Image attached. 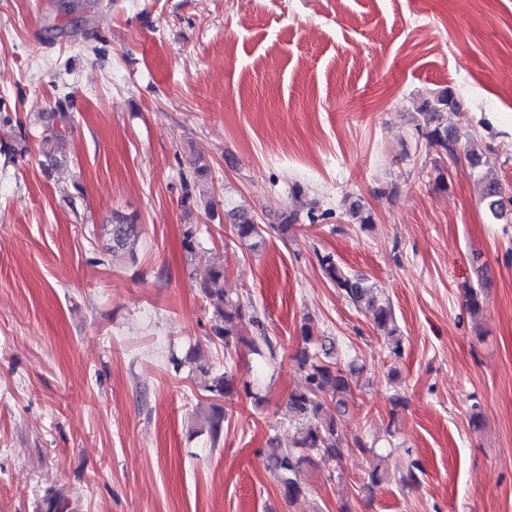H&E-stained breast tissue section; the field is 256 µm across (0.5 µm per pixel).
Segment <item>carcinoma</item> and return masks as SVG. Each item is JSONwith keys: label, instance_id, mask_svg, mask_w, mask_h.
Here are the masks:
<instances>
[{"label": "carcinoma", "instance_id": "cac0c4a2", "mask_svg": "<svg viewBox=\"0 0 512 512\" xmlns=\"http://www.w3.org/2000/svg\"><path fill=\"white\" fill-rule=\"evenodd\" d=\"M429 111L438 120L426 131L418 132L429 147L448 157L463 152L468 163L474 168L488 164L487 156L478 141L469 139L461 141L456 130L439 122L441 113L448 110H460L454 93L450 90L427 102ZM210 166L200 160L191 163L190 170L181 172L185 188L190 186H207L210 183ZM501 183L494 177L485 176L480 182V197L491 216L503 220L512 214L507 208L500 191ZM233 234L238 240L250 247L257 248L263 241V229L256 223L255 216L245 209L230 213ZM109 234L112 239V251L126 250L133 252L140 237V225L135 220L118 215L112 220ZM319 263L325 277L343 291L349 302L356 309L367 312L377 334L391 338V353L401 354L402 334L396 324L395 314L390 302L378 299L374 288L364 284V280L349 275L329 255L319 257ZM202 295L210 300H217L213 325L214 336L224 343L228 351L237 346L240 326L248 321L255 329L248 346L251 352L261 358L274 359L277 356V341L267 332L265 324L256 314L248 315L241 306L224 297V265L215 264L199 278ZM303 346L294 356L299 370L304 374L305 385L288 396V415L295 429L292 446L279 448L269 457L267 468L276 478L283 496L292 501L306 493V486L300 480L302 465L315 453L326 461H336L344 454V445L337 432V414L345 398L352 393V369L324 360L329 355L325 343L314 346V324L310 319L304 320L300 327ZM207 391L224 398L236 395V382L232 374L224 372L214 376ZM226 410L214 408L206 423L213 438H218L224 428Z\"/></svg>", "mask_w": 512, "mask_h": 512}]
</instances>
